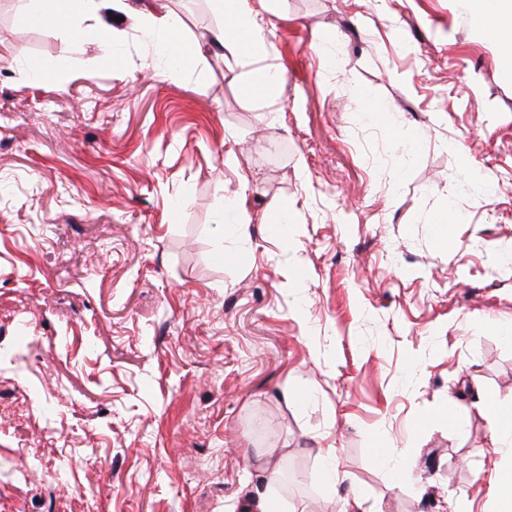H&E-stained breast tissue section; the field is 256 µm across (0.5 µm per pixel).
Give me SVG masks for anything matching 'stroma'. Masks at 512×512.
<instances>
[{"mask_svg": "<svg viewBox=\"0 0 512 512\" xmlns=\"http://www.w3.org/2000/svg\"><path fill=\"white\" fill-rule=\"evenodd\" d=\"M0 0V512H497L512 462V58L468 0H154L181 77ZM66 64L48 92L23 68ZM496 178L493 191L479 173ZM293 204L287 234L273 222ZM243 213L245 238L219 233ZM448 215V233L436 220ZM451 405L452 417L438 416ZM333 446V461L323 450ZM400 450V480L375 463ZM211 2L220 17V26L214 34V41L220 47H224L226 42H232L248 56L261 58L265 54V21L249 7L248 0Z\"/></svg>", "mask_w": 512, "mask_h": 512, "instance_id": "stroma-1", "label": "stroma"}]
</instances>
